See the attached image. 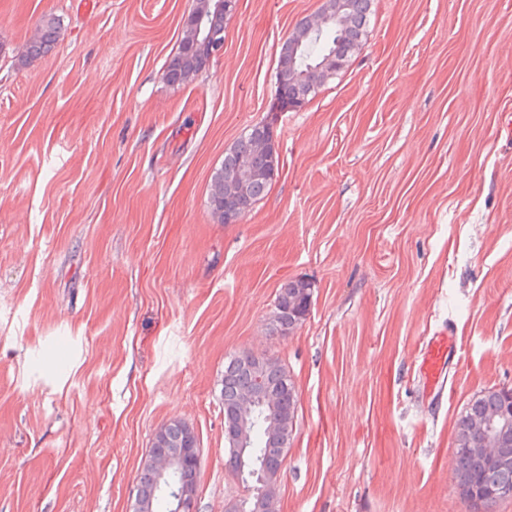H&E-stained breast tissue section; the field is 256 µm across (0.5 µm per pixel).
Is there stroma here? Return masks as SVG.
I'll return each mask as SVG.
<instances>
[{"label": "stroma", "mask_w": 512, "mask_h": 512, "mask_svg": "<svg viewBox=\"0 0 512 512\" xmlns=\"http://www.w3.org/2000/svg\"><path fill=\"white\" fill-rule=\"evenodd\" d=\"M324 0H239L187 86L193 0H0V512H128L157 429L225 466L224 364L298 394L280 512H474L451 475L473 396L512 388V0H372L346 67L272 109L283 42ZM62 34L18 58L45 15ZM279 173L239 223L208 206L258 122ZM311 285L277 331L282 283ZM455 349L443 388L427 338ZM185 32L182 36L177 52L170 58L165 69V81L176 88L191 83L195 76L205 68L202 61L185 42ZM303 279H290L283 283L278 291L275 299L276 313L278 318L276 319L277 326L281 331L287 332L294 329V326L300 325L306 320L311 306V288L310 283L306 282L303 284L301 291L298 293L291 308L295 315L294 326L293 321L288 312V307L293 302V297L296 288L300 285ZM453 343L446 336H432L421 351V367L425 377L434 382L451 353ZM265 384L270 386H281L283 388L282 398L277 406V413L280 418L292 428L297 409V391L293 382L288 379V371L275 359L266 365L262 373ZM285 384L289 386L285 389Z\"/></svg>", "instance_id": "stroma-1"}]
</instances>
